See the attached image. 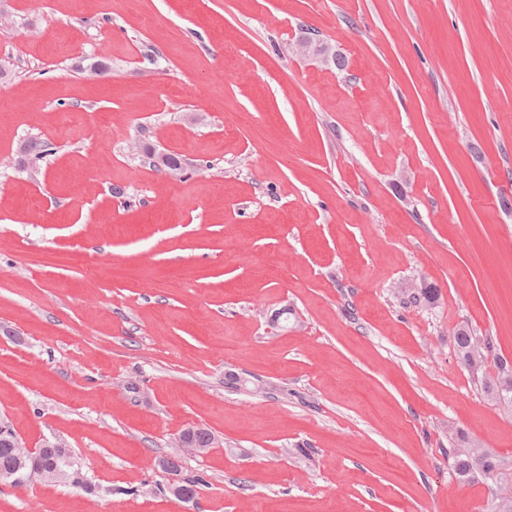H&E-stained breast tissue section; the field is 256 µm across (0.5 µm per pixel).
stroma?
Masks as SVG:
<instances>
[{
    "mask_svg": "<svg viewBox=\"0 0 512 512\" xmlns=\"http://www.w3.org/2000/svg\"><path fill=\"white\" fill-rule=\"evenodd\" d=\"M502 357L512 0H0V417L76 478L0 512H491L448 431L512 462ZM293 52L300 59L313 58L325 65H335L336 59L341 57L329 45L309 35H303L295 42ZM494 388L487 390V398L494 405L502 409L503 411H512V402L504 400V396L500 393L505 391L512 394V365L511 361L506 359L503 361V367L494 379ZM177 434L171 441V448H176V451L171 453L168 457L159 460L158 466L169 474H176L177 471H172L169 462L179 463L186 456H202L209 451L208 446L200 445L198 442L207 443L210 433L200 428H188ZM192 436L195 440L191 439ZM475 440L469 439L464 434H458L451 439L452 448H448V459L451 460L450 472L459 482H475L472 476L475 473L474 458L480 452V448L473 449Z\"/></svg>",
    "mask_w": 512,
    "mask_h": 512,
    "instance_id": "stroma-1",
    "label": "stroma"
}]
</instances>
